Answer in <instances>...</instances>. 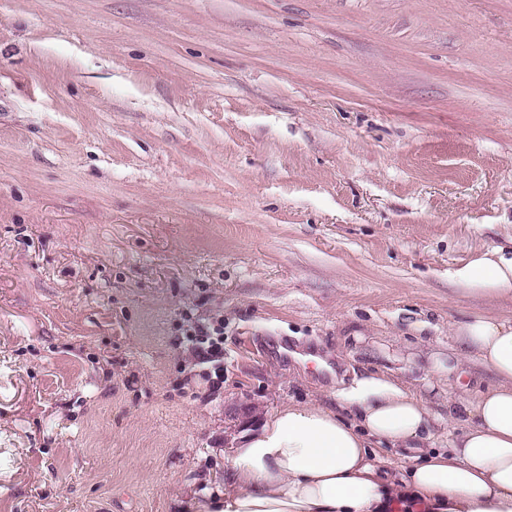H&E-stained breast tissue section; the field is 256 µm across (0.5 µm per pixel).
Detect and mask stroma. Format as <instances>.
Returning a JSON list of instances; mask_svg holds the SVG:
<instances>
[{"mask_svg": "<svg viewBox=\"0 0 512 512\" xmlns=\"http://www.w3.org/2000/svg\"><path fill=\"white\" fill-rule=\"evenodd\" d=\"M510 246L512 0H0V512H185L373 372L447 447ZM457 278L471 295L512 301V252L495 247L459 269ZM224 327L222 325L205 326L200 329L201 335L193 337L191 348L195 354L202 360V363L219 362L220 359L224 360ZM213 332L217 335L216 338L211 337L210 333Z\"/></svg>", "mask_w": 512, "mask_h": 512, "instance_id": "obj_1", "label": "stroma"}]
</instances>
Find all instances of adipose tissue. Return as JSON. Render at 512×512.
Wrapping results in <instances>:
<instances>
[{"mask_svg":"<svg viewBox=\"0 0 512 512\" xmlns=\"http://www.w3.org/2000/svg\"><path fill=\"white\" fill-rule=\"evenodd\" d=\"M469 294L512 301V255L496 247L458 270ZM447 374L448 445L400 380L366 376L336 404L291 403L244 436L225 463L224 497L195 512H512V319L478 313L457 330ZM476 361L494 377L470 393ZM403 449L393 465L384 447Z\"/></svg>","mask_w":512,"mask_h":512,"instance_id":"ef3b65f1","label":"adipose tissue"}]
</instances>
